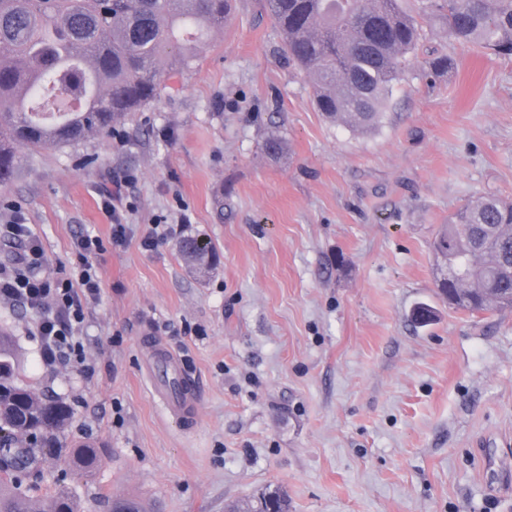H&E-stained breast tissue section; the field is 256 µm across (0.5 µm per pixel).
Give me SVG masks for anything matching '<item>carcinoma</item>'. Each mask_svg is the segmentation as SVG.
I'll return each instance as SVG.
<instances>
[{"label": "carcinoma", "instance_id": "obj_1", "mask_svg": "<svg viewBox=\"0 0 512 512\" xmlns=\"http://www.w3.org/2000/svg\"><path fill=\"white\" fill-rule=\"evenodd\" d=\"M295 69L312 80L326 118L371 133L382 123L395 82L420 39L418 18L441 20L448 36L512 56V0H266ZM232 0H0V185L13 178L15 144L73 145L100 135L157 95L161 76L181 75L207 45L212 21ZM433 248L462 278L438 289L452 308L486 313L512 308V202L482 195L443 225ZM185 259L210 267L214 246L179 242ZM57 396L20 383L16 340L0 329V512H81L69 488L32 502L28 478L42 468L38 434L72 419ZM83 475L99 462L82 443L67 456ZM108 512H144L111 497Z\"/></svg>", "mask_w": 512, "mask_h": 512}]
</instances>
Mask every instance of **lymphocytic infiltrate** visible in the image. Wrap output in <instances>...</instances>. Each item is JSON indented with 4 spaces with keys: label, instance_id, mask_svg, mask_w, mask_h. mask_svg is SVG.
Here are the masks:
<instances>
[{
    "label": "lymphocytic infiltrate",
    "instance_id": "lymphocytic-infiltrate-1",
    "mask_svg": "<svg viewBox=\"0 0 512 512\" xmlns=\"http://www.w3.org/2000/svg\"><path fill=\"white\" fill-rule=\"evenodd\" d=\"M108 214L112 220L109 240H102L91 232L82 235L76 247V260L65 278L42 272V243L31 234L21 216H13L0 225V239L26 244L22 269L14 272L0 269V299L21 303L34 314V336L42 363L47 367L86 361L80 340L85 320L84 304L99 293L92 260L106 246L121 247L128 240L123 213L112 206Z\"/></svg>",
    "mask_w": 512,
    "mask_h": 512
}]
</instances>
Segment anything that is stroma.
Here are the masks:
<instances>
[{
    "instance_id": "stroma-1",
    "label": "stroma",
    "mask_w": 512,
    "mask_h": 512,
    "mask_svg": "<svg viewBox=\"0 0 512 512\" xmlns=\"http://www.w3.org/2000/svg\"><path fill=\"white\" fill-rule=\"evenodd\" d=\"M378 130L330 123L281 52L260 0H236L191 68L109 133L21 145L0 223L22 213L48 271L85 232L110 236L101 195L132 175L124 247L96 261L86 311L91 376L43 367L34 317L0 301L21 383L65 397L70 425L32 482L67 486L84 512L130 496L152 512H246L278 488L288 512H512V309L469 315L436 293L431 242L479 195L512 200V60L449 39L434 19ZM448 56V68L428 62ZM279 135L278 151L263 148ZM205 235V271L178 237L147 252L153 224ZM431 306L425 326L413 309ZM176 354L195 403L185 424L148 368ZM95 441L92 477L65 445ZM195 237L196 236L184 237L179 242V253L191 262L202 264L210 268L214 263L216 255L215 248L210 242H207L203 249H197L195 246Z\"/></svg>"
}]
</instances>
